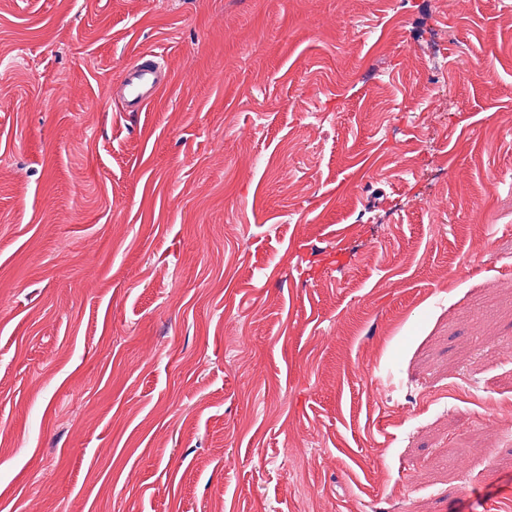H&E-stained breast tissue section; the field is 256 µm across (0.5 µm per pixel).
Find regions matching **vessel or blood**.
Returning <instances> with one entry per match:
<instances>
[{"label": "vessel or blood", "instance_id": "obj_1", "mask_svg": "<svg viewBox=\"0 0 512 512\" xmlns=\"http://www.w3.org/2000/svg\"><path fill=\"white\" fill-rule=\"evenodd\" d=\"M171 73L162 53L136 55L111 87L112 99L124 112H143L169 84Z\"/></svg>", "mask_w": 512, "mask_h": 512}]
</instances>
